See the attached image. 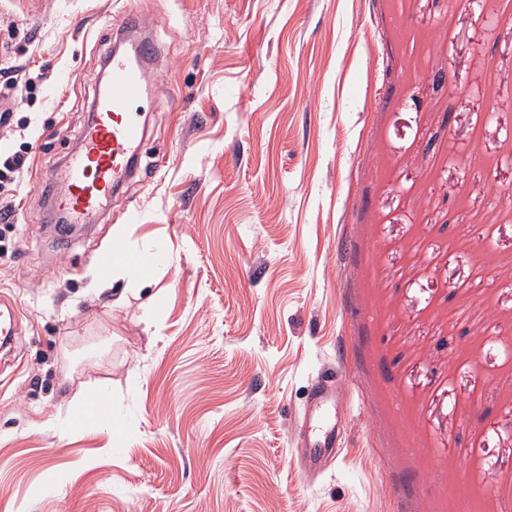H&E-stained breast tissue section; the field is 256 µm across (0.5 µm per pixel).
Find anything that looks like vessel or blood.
Here are the masks:
<instances>
[{"mask_svg": "<svg viewBox=\"0 0 512 512\" xmlns=\"http://www.w3.org/2000/svg\"><path fill=\"white\" fill-rule=\"evenodd\" d=\"M143 30L142 20L134 15L127 17L122 34L135 33L139 39L131 47L114 46L95 94L93 118L65 159L61 177L66 188L57 194L55 206L67 223H89L111 200L113 190L137 170L146 135L140 111L145 97L144 75L158 52L150 40L143 38ZM156 259L152 252L130 257L123 250L112 249L101 255L100 269L106 272L113 263L125 262L137 273ZM336 382L334 375H324L309 392L305 448L306 462L311 467L336 445Z\"/></svg>", "mask_w": 512, "mask_h": 512, "instance_id": "b4317fda", "label": "vessel or blood"}]
</instances>
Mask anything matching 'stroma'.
I'll return each instance as SVG.
<instances>
[{
	"mask_svg": "<svg viewBox=\"0 0 512 512\" xmlns=\"http://www.w3.org/2000/svg\"><path fill=\"white\" fill-rule=\"evenodd\" d=\"M129 13L160 48L141 160L63 240L47 176ZM485 13L512 0H0V68L39 76L0 126L29 147L0 512H507L512 34ZM113 248L160 251L150 283L93 281ZM331 368L344 446L310 475ZM333 374L321 377L309 392L305 431L306 462L314 470L321 455L336 446V382Z\"/></svg>",
	"mask_w": 512,
	"mask_h": 512,
	"instance_id": "stroma-1",
	"label": "stroma"
}]
</instances>
